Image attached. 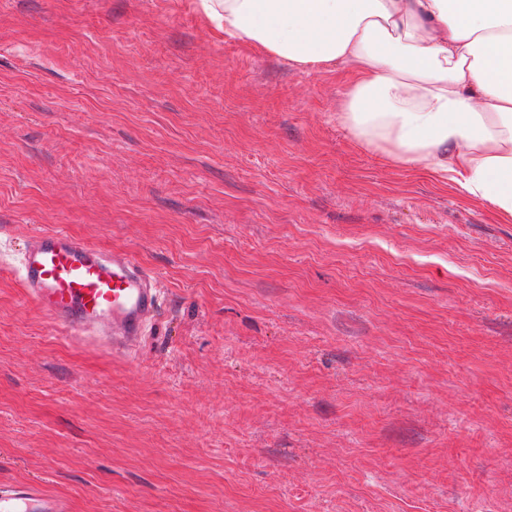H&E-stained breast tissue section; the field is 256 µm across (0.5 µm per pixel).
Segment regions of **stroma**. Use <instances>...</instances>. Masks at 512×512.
Listing matches in <instances>:
<instances>
[{"instance_id":"35a3bbf8","label":"stroma","mask_w":512,"mask_h":512,"mask_svg":"<svg viewBox=\"0 0 512 512\" xmlns=\"http://www.w3.org/2000/svg\"><path fill=\"white\" fill-rule=\"evenodd\" d=\"M347 75L193 0H0V252L165 292L137 354L0 275V483L74 512H512V220L338 122Z\"/></svg>"}]
</instances>
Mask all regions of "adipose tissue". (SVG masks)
<instances>
[{"label": "adipose tissue", "mask_w": 512, "mask_h": 512, "mask_svg": "<svg viewBox=\"0 0 512 512\" xmlns=\"http://www.w3.org/2000/svg\"><path fill=\"white\" fill-rule=\"evenodd\" d=\"M245 45L344 67L338 119L512 217V0H198Z\"/></svg>", "instance_id": "1"}]
</instances>
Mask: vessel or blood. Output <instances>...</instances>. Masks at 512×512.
Here are the masks:
<instances>
[{
    "label": "vessel or blood",
    "instance_id": "obj_1",
    "mask_svg": "<svg viewBox=\"0 0 512 512\" xmlns=\"http://www.w3.org/2000/svg\"><path fill=\"white\" fill-rule=\"evenodd\" d=\"M16 272L55 335L95 340L116 355L135 353L159 316L154 274L131 254L106 253L61 229L29 235ZM0 512H71V503L29 480L0 484Z\"/></svg>",
    "mask_w": 512,
    "mask_h": 512
}]
</instances>
